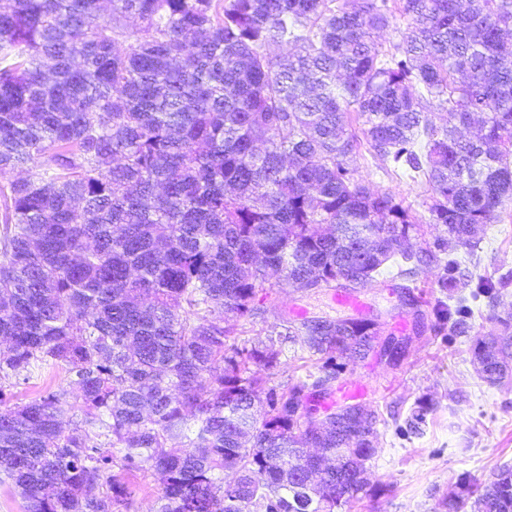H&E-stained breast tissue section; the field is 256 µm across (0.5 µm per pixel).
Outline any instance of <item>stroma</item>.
<instances>
[{
	"mask_svg": "<svg viewBox=\"0 0 512 512\" xmlns=\"http://www.w3.org/2000/svg\"><path fill=\"white\" fill-rule=\"evenodd\" d=\"M357 168L371 191L391 193L422 217L420 232L410 238L412 250L432 247L444 234V226L426 220V182L384 175L364 143ZM455 256L475 282L512 274V203L496 223L484 225L475 253L460 249ZM442 275V266L430 264L407 279L391 263L380 284L357 292L362 317L379 325L378 343L402 340L404 357L389 363L370 354L342 374L344 381L366 385L363 401L379 415L368 484L350 512H448L445 503L460 474L486 483L503 465H512V381L491 385L478 375L470 338L450 330L448 293L438 286ZM255 303L262 309L256 318L225 315L231 344L261 345L293 309L331 318L351 312L335 301L332 289L301 292L274 280L257 288Z\"/></svg>",
	"mask_w": 512,
	"mask_h": 512,
	"instance_id": "1",
	"label": "stroma"
}]
</instances>
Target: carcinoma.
<instances>
[{"instance_id":"cac0c4a2","label":"carcinoma","mask_w":512,"mask_h":512,"mask_svg":"<svg viewBox=\"0 0 512 512\" xmlns=\"http://www.w3.org/2000/svg\"><path fill=\"white\" fill-rule=\"evenodd\" d=\"M0 0V381L60 369L80 403L0 386V467L24 512H115L153 472L155 512H339L367 485L375 433L359 402L303 413L375 338L360 317L283 321L268 343L227 345L224 315L258 313L268 271L302 290L396 258L444 263L459 336L471 250L512 202V0H402V41L373 39L388 0ZM139 20L134 30L125 21ZM271 46L292 47L288 62ZM448 112L430 125L424 101ZM386 173L430 188L448 238L407 249L416 219L356 177L355 135ZM481 114L483 133L460 127ZM27 169L23 177L16 170ZM475 336L491 385L512 375V321ZM314 371L283 390L261 375L283 344ZM448 512H512V467Z\"/></svg>"}]
</instances>
